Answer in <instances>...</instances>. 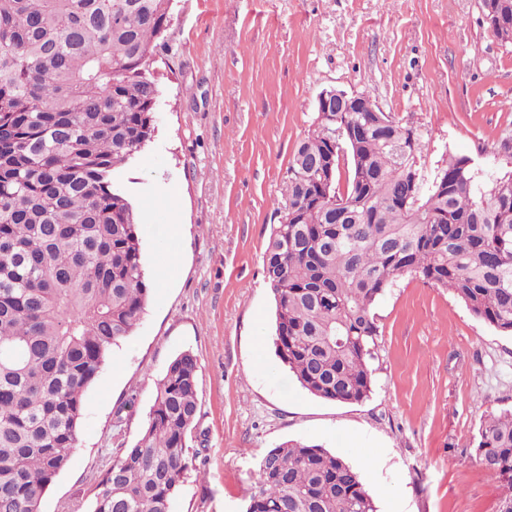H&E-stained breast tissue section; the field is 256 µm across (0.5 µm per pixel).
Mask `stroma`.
<instances>
[{
  "mask_svg": "<svg viewBox=\"0 0 512 512\" xmlns=\"http://www.w3.org/2000/svg\"><path fill=\"white\" fill-rule=\"evenodd\" d=\"M480 3L173 0L152 61L155 132L119 175L152 294L88 389L79 444L41 512H86L114 431L136 443L158 381L186 350L198 362L196 458L172 512H244L260 457L289 440L345 457L379 512H496L497 484L474 456L483 419L512 407V336L448 289L399 278L375 306L371 394L326 401L275 352L262 265L322 91L370 93L410 122L427 176L450 154L487 166L512 129V45Z\"/></svg>",
  "mask_w": 512,
  "mask_h": 512,
  "instance_id": "35a3bbf8",
  "label": "stroma"
}]
</instances>
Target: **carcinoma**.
Listing matches in <instances>:
<instances>
[{
	"label": "carcinoma",
	"mask_w": 512,
	"mask_h": 512,
	"mask_svg": "<svg viewBox=\"0 0 512 512\" xmlns=\"http://www.w3.org/2000/svg\"><path fill=\"white\" fill-rule=\"evenodd\" d=\"M171 0H0V512H40L78 448L85 393L151 294L117 174L154 133L152 57ZM512 44V0L482 9ZM417 130L390 112H317L289 160L263 254L273 344L300 386L371 392L375 304L397 278L447 288L512 335V169L450 155L433 180ZM197 359L167 366L136 444H118L90 512H171L194 454ZM512 512V409L475 448ZM247 512H378L320 445L266 451Z\"/></svg>",
	"instance_id": "1"
}]
</instances>
